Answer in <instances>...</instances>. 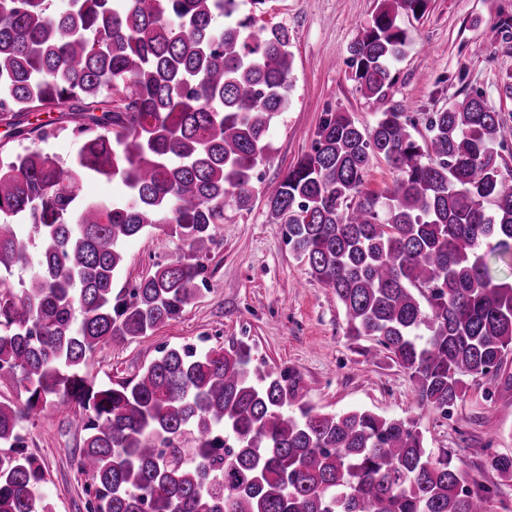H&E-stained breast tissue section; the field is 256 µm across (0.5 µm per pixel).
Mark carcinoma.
Masks as SVG:
<instances>
[{"label":"carcinoma","mask_w":512,"mask_h":512,"mask_svg":"<svg viewBox=\"0 0 512 512\" xmlns=\"http://www.w3.org/2000/svg\"><path fill=\"white\" fill-rule=\"evenodd\" d=\"M428 0H381L349 46L364 95L387 97L409 44L400 12ZM242 0H0V120L15 141L79 138L62 163L0 148V270L40 257L23 288L0 282V512H54L24 423L74 409V455L87 512H488L498 487L429 448L411 417L322 414L302 374L267 371L244 341L199 352L164 348L115 385L86 366L110 341L143 339L197 297L224 204L250 206L253 170L288 107L293 55L283 27L252 31ZM58 118L32 121L35 113ZM401 106L360 127L326 112L311 152L266 191L270 218L309 275L341 304L348 335L373 342L409 376L417 404L445 413L465 377L512 384V142L480 92L428 118L416 137ZM398 173L364 188L373 159ZM119 179L124 199L80 196ZM160 224L188 253L113 292L123 245ZM512 480V456L477 448Z\"/></svg>","instance_id":"obj_1"}]
</instances>
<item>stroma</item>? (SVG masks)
Returning <instances> with one entry per match:
<instances>
[{
	"label": "stroma",
	"mask_w": 512,
	"mask_h": 512,
	"mask_svg": "<svg viewBox=\"0 0 512 512\" xmlns=\"http://www.w3.org/2000/svg\"><path fill=\"white\" fill-rule=\"evenodd\" d=\"M377 6L378 0H265L256 10L254 29L287 28L293 54L289 104L274 119L270 151L255 170L258 192L248 208L225 205L195 302L146 339L102 345L87 370L99 382H115L137 375L165 347L207 350L246 341L266 370L300 371L309 384L307 400L319 412L366 409L385 418H415L428 447L453 449L471 477L498 485L491 512H512V482L482 471L472 454L485 446L512 455V386H498L489 397L486 381L478 378L450 415L418 408L408 375L385 355L365 356L366 340L348 336L335 295L310 277L283 225L268 214L264 190L310 152L326 112H344L369 126L385 105L399 104L423 136L428 113L479 91L512 125V0H430L424 17L401 14L398 24L410 45L393 66L395 80L383 104L360 92L346 64L350 43ZM123 249L117 291L132 288L187 246L161 225ZM80 423L64 408L26 425L28 448L47 470L41 492L55 512H86L84 481L71 465L84 437Z\"/></svg>",
	"instance_id": "obj_1"
}]
</instances>
